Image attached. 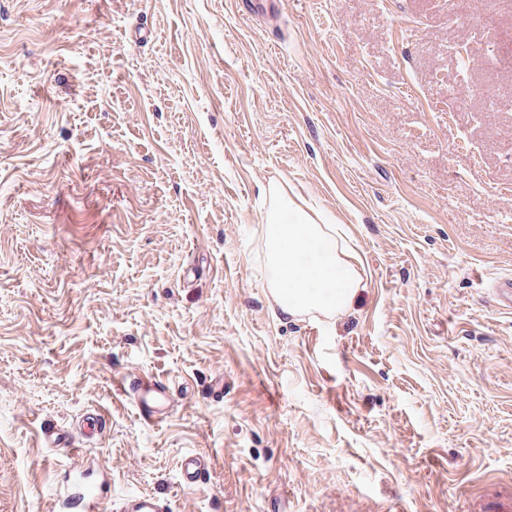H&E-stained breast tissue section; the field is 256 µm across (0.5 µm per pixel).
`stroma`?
Instances as JSON below:
<instances>
[{"label": "stroma", "instance_id": "1", "mask_svg": "<svg viewBox=\"0 0 512 512\" xmlns=\"http://www.w3.org/2000/svg\"><path fill=\"white\" fill-rule=\"evenodd\" d=\"M250 4L0 0V512H54L74 458L41 431L98 409L116 510L512 492V0ZM272 185L344 235L343 310L273 296ZM141 372L183 400L163 424L112 385ZM208 462L206 458L197 453L187 454L181 461L183 483L188 488L197 486L203 482ZM164 510V504L148 494L129 495L120 507L122 512H164Z\"/></svg>", "mask_w": 512, "mask_h": 512}]
</instances>
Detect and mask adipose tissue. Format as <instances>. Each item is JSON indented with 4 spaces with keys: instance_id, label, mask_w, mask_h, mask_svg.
I'll list each match as a JSON object with an SVG mask.
<instances>
[{
    "instance_id": "obj_1",
    "label": "adipose tissue",
    "mask_w": 512,
    "mask_h": 512,
    "mask_svg": "<svg viewBox=\"0 0 512 512\" xmlns=\"http://www.w3.org/2000/svg\"><path fill=\"white\" fill-rule=\"evenodd\" d=\"M270 194L277 201L267 217L272 284L283 311L305 305L342 309L360 284L348 246L341 244L334 225L299 209L287 213L282 188H271Z\"/></svg>"
}]
</instances>
